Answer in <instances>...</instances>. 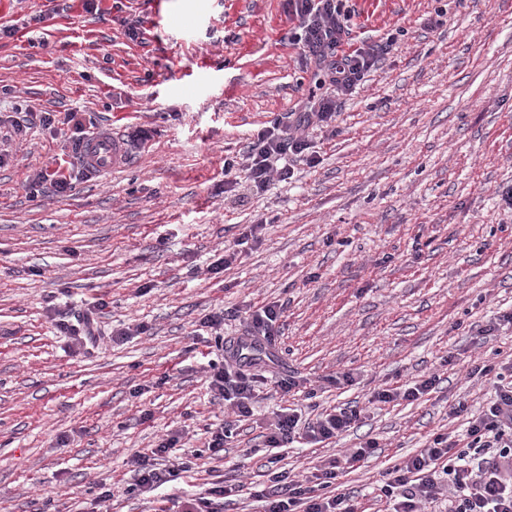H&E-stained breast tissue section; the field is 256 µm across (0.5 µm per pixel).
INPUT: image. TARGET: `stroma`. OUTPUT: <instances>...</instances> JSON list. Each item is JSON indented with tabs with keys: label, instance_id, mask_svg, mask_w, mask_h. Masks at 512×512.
Returning a JSON list of instances; mask_svg holds the SVG:
<instances>
[{
	"label": "stroma",
	"instance_id": "1",
	"mask_svg": "<svg viewBox=\"0 0 512 512\" xmlns=\"http://www.w3.org/2000/svg\"><path fill=\"white\" fill-rule=\"evenodd\" d=\"M68 4L42 21L47 0H0V26L15 30L0 39V110L64 103L96 130L152 137L64 197L24 188L60 153L51 135L14 141L0 168V512H157L223 480L262 484L260 422L346 403L364 409L354 429L293 444L283 465L302 477L377 439L340 483L362 512H383L381 475L436 435L464 440L493 391L475 367L512 361V333L478 332L512 311V209L497 194L512 185V0H351L353 41H397L331 129H307L319 164L260 192L225 175V159L302 111L319 78L284 39L288 0H101L95 15ZM439 9L448 21L430 28ZM251 224L260 239L241 244ZM235 246L238 261L210 273ZM97 298L100 339L73 353L55 314ZM273 302L285 312L262 369L303 389L264 386L240 421L209 403L222 351L193 332L211 312ZM344 372L353 384H330ZM429 373L440 382L420 403L368 402ZM220 423L234 436L215 460L205 430ZM165 434L190 472L134 491L132 456Z\"/></svg>",
	"mask_w": 512,
	"mask_h": 512
}]
</instances>
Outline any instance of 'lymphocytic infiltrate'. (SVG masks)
<instances>
[{
    "label": "lymphocytic infiltrate",
    "mask_w": 512,
    "mask_h": 512,
    "mask_svg": "<svg viewBox=\"0 0 512 512\" xmlns=\"http://www.w3.org/2000/svg\"><path fill=\"white\" fill-rule=\"evenodd\" d=\"M346 2L290 0L295 24L288 32V42L320 68L324 90L310 92L299 119L285 116L260 130L239 158L225 160V173L242 171L253 187L262 190L273 180L292 177L290 159L317 164L305 130L330 126L343 99L356 90L386 50L378 43L351 46ZM8 125L9 136L33 137L48 131L66 137L71 151L53 156L48 166L30 175L28 186L33 190L48 187L60 196L71 191L78 171L76 156L91 136L84 112L73 108L60 112L28 110L21 117L9 118ZM206 382L213 401L229 405L237 417L247 418L252 416L257 392L267 379L255 373L252 362L228 352L223 363H210ZM360 419L361 412L354 406L305 420L293 412L274 414L265 425L262 442L268 451L265 465L269 484L253 493L262 502L263 512H357L353 497L337 492L336 482L343 471L356 470L373 456L375 440L350 450L344 460L326 461L311 486L279 470L276 451L297 438L319 443L339 437L354 429ZM466 435L468 452L457 451L447 436L439 435L393 467L391 478L380 488L392 512H430L443 494L448 497V512H512V380L498 377L486 409L470 418ZM177 442L174 436L160 439L151 453L133 457L138 491H154L189 472L188 463L179 457L162 468L155 464L156 456L167 453Z\"/></svg>",
    "instance_id": "lymphocytic-infiltrate-1"
}]
</instances>
